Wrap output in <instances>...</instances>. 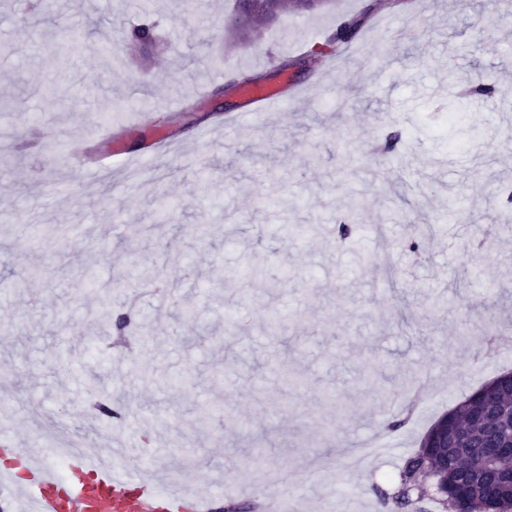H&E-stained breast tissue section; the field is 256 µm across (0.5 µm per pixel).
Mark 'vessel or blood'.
<instances>
[{
  "label": "vessel or blood",
  "mask_w": 512,
  "mask_h": 512,
  "mask_svg": "<svg viewBox=\"0 0 512 512\" xmlns=\"http://www.w3.org/2000/svg\"><path fill=\"white\" fill-rule=\"evenodd\" d=\"M306 86L284 80L282 86L240 87L239 94L252 112L265 114L273 105L298 101ZM0 452L17 456L24 476L13 467L0 468V494L12 512H215V497L194 484L166 473L149 477L119 471L111 457L86 448L66 449L65 473L47 460L48 449L19 447L10 435L0 432Z\"/></svg>",
  "instance_id": "obj_1"
}]
</instances>
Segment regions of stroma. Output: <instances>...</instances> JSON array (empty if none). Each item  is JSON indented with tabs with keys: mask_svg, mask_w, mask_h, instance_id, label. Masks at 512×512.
<instances>
[{
	"mask_svg": "<svg viewBox=\"0 0 512 512\" xmlns=\"http://www.w3.org/2000/svg\"><path fill=\"white\" fill-rule=\"evenodd\" d=\"M377 2L329 0L232 40L234 0H54L52 20L36 0H0V132L29 144L0 153V430L25 445L108 434L124 471L241 502L289 477L288 512H386L381 491L431 425L512 371V93L450 90L512 65V14L496 0ZM363 14L330 85L246 115L240 75L316 86L326 63L307 48ZM147 17L163 43L149 65L123 42ZM64 25L81 38L62 53ZM227 114L234 132L196 144ZM105 127L122 136L116 182L54 196L64 155L40 143H98ZM393 130L395 153H381ZM155 134L187 157L128 175ZM103 309L131 312L129 345L89 321ZM143 363L153 382L134 375ZM105 398L115 418L92 411Z\"/></svg>",
	"mask_w": 512,
	"mask_h": 512,
	"instance_id": "obj_1",
	"label": "stroma"
}]
</instances>
